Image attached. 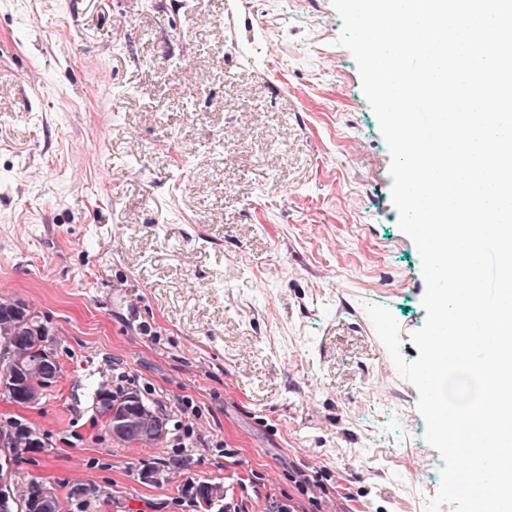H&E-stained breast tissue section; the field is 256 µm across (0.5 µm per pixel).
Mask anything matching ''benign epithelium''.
Segmentation results:
<instances>
[{
    "instance_id": "benign-epithelium-1",
    "label": "benign epithelium",
    "mask_w": 512,
    "mask_h": 512,
    "mask_svg": "<svg viewBox=\"0 0 512 512\" xmlns=\"http://www.w3.org/2000/svg\"><path fill=\"white\" fill-rule=\"evenodd\" d=\"M0 362L10 368V372L0 375V393L8 396L18 405H34L39 402V390L51 385L57 377L58 364L50 349H45L37 368L31 370L25 364V357L19 351L16 337L9 336L0 344ZM137 400V395H126V404L107 393L100 394L95 401L97 412L104 415L116 439L135 435L147 441H159L165 435L162 424L154 417L133 418L128 404ZM44 443L38 436L25 440L15 432L0 429V512H19L20 503L14 497L9 483L10 465L13 459L30 454ZM33 512H62V504L49 487H42Z\"/></svg>"
}]
</instances>
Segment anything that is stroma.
Returning <instances> with one entry per match:
<instances>
[{"label": "stroma", "instance_id": "35a3bbf8", "mask_svg": "<svg viewBox=\"0 0 512 512\" xmlns=\"http://www.w3.org/2000/svg\"><path fill=\"white\" fill-rule=\"evenodd\" d=\"M341 32L331 0H0V299L59 366L37 405L0 396L45 443L17 496L424 512L444 462L367 308L416 360L426 283ZM100 383L167 415L162 442L113 438ZM410 452L425 472L392 467Z\"/></svg>", "mask_w": 512, "mask_h": 512}]
</instances>
